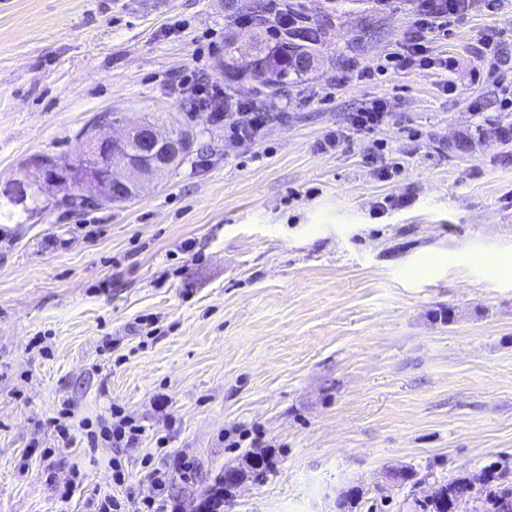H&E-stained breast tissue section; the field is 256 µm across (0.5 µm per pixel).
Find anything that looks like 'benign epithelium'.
I'll use <instances>...</instances> for the list:
<instances>
[{"label":"benign epithelium","mask_w":512,"mask_h":512,"mask_svg":"<svg viewBox=\"0 0 512 512\" xmlns=\"http://www.w3.org/2000/svg\"><path fill=\"white\" fill-rule=\"evenodd\" d=\"M86 144L82 162L45 157L37 161L28 177L36 186L42 179L60 187L71 185L78 196H89L98 205L130 202L177 157L178 132H163L143 119L118 138L100 137L93 130ZM404 473L403 468L384 470L376 491L383 495L402 486Z\"/></svg>","instance_id":"1"}]
</instances>
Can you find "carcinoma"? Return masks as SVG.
Wrapping results in <instances>:
<instances>
[{"instance_id":"cac0c4a2","label":"carcinoma","mask_w":512,"mask_h":512,"mask_svg":"<svg viewBox=\"0 0 512 512\" xmlns=\"http://www.w3.org/2000/svg\"><path fill=\"white\" fill-rule=\"evenodd\" d=\"M315 56L312 43L303 41L296 32L285 33L272 48H257L253 66L244 72L234 65L230 52H224V60L219 62L220 73L227 86L248 82L254 88L267 95H277L288 84V80L303 77L311 72L303 64L305 57ZM486 474L485 502L491 505L488 512H503L505 505L512 504V485L503 481L504 473L497 465L484 468ZM470 482L467 475L453 477L445 481L446 496L421 506L422 512H450L451 506L457 504Z\"/></svg>"}]
</instances>
